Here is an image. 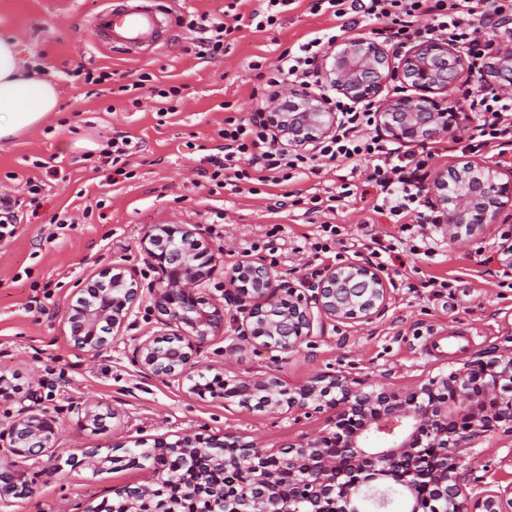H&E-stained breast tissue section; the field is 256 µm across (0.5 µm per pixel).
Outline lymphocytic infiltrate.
Returning <instances> with one entry per match:
<instances>
[{
  "label": "lymphocytic infiltrate",
  "instance_id": "f902f5d3",
  "mask_svg": "<svg viewBox=\"0 0 512 512\" xmlns=\"http://www.w3.org/2000/svg\"><path fill=\"white\" fill-rule=\"evenodd\" d=\"M316 13H330L337 21V33L371 27L376 38L396 48H404L421 33H434L461 47L472 72L483 77L493 46L503 33H512V0H312ZM178 26L194 31L191 47L196 58L220 61L228 47L234 26L219 18L191 14L178 17ZM337 33L325 32L306 42L284 49L272 71L263 74L261 95L249 118L228 117L219 135L224 143L218 154L207 156L208 179L212 191L245 183H283L301 174H315L321 168L343 164L351 173H363L360 183H342L338 192L324 196H295L284 191L276 207L286 203L306 205L308 212L335 211L359 189L372 190L370 210L402 223V237L371 235L366 248L378 267H386L401 257L435 252L430 234L441 216L427 199L425 180L429 162L442 149L441 141L430 142L415 153L401 151L393 142L370 132L375 112L355 108L343 100H331L343 124L336 135L326 138L314 153H291L279 148L264 120L268 93L290 77L302 84L318 82L317 60L325 45L334 43ZM469 109L478 118L475 134L467 150L512 147V93L492 86L471 95Z\"/></svg>",
  "mask_w": 512,
  "mask_h": 512
}]
</instances>
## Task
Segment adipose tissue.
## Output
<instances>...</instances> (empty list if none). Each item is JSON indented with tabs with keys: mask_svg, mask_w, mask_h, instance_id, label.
<instances>
[{
	"mask_svg": "<svg viewBox=\"0 0 512 512\" xmlns=\"http://www.w3.org/2000/svg\"><path fill=\"white\" fill-rule=\"evenodd\" d=\"M58 100L55 84L23 67L15 41L0 37V141L39 127Z\"/></svg>",
	"mask_w": 512,
	"mask_h": 512,
	"instance_id": "1",
	"label": "adipose tissue"
}]
</instances>
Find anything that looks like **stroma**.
Instances as JSON below:
<instances>
[{"label": "stroma", "mask_w": 512, "mask_h": 512, "mask_svg": "<svg viewBox=\"0 0 512 512\" xmlns=\"http://www.w3.org/2000/svg\"><path fill=\"white\" fill-rule=\"evenodd\" d=\"M309 3L298 0L271 30L242 27L223 59L212 64L185 52L191 34L179 27L131 53L108 48L96 24L105 0H0V36L13 38L22 61L46 60L48 79L59 90L55 114L0 143V195L26 199L30 178L50 185L38 217L23 216L14 238L0 241V374L14 379L13 392L0 397V419L34 394L56 427L50 452L27 462L32 495L4 512H85L112 486L142 483L147 470L125 466L96 472L81 463L90 448L123 455L132 437L149 448L162 436L173 441L183 433L206 437L231 430L270 449L327 430L323 413L295 419L284 410L228 406L221 396H200L178 383L143 377L134 364L139 337L166 332L148 308L133 310L129 327L109 352L91 356L74 345L64 316L88 279L121 265L140 287L158 286L159 272L142 248L154 224L185 225L201 247L215 253L217 269L206 291L224 307L225 335L199 344L197 359L227 380L271 373L288 388L316 375L343 373L408 389L424 376L461 368L489 345L512 343V270L501 254L512 244V208L506 207L480 235L455 242L443 237L435 255L412 257L420 273L449 279L440 295L401 288L403 269L390 266L383 271L391 284L388 308L372 322L315 326L312 337L288 354L259 345L235 348L231 334L238 309L225 302L224 293L240 261L271 264L279 283L304 289L323 268L353 260L352 246L365 227L381 235L399 233L398 224L371 214L357 199L333 213L275 211L267 198L279 193V186H264L257 195L225 189L212 194L198 175L203 158L220 143L225 118L251 116L258 83L254 63L271 69L282 50L334 26L329 14L312 13ZM81 66L111 68L117 92L75 81L71 72ZM144 72L152 74L154 85L181 87L176 112H158L152 99L120 92L125 79ZM116 131L139 141L140 150L129 158L132 178L112 185L97 170L96 153ZM474 131L471 124L458 131L447 150L431 160L430 175L472 161L490 162V150L462 151L461 140ZM39 158L60 161V176L34 168ZM61 211L75 224L56 238L49 219ZM324 222L345 229L338 257L317 258L305 246L306 236ZM274 224L282 230L268 236ZM456 331L471 338L465 351L428 355V338ZM75 402L113 411L107 430L82 429L70 409ZM466 466L469 477L483 485L512 483V460L505 450H487Z\"/></svg>", "instance_id": "obj_1"}]
</instances>
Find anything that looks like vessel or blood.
<instances>
[{"label":"vessel or blood","mask_w":512,"mask_h":512,"mask_svg":"<svg viewBox=\"0 0 512 512\" xmlns=\"http://www.w3.org/2000/svg\"><path fill=\"white\" fill-rule=\"evenodd\" d=\"M167 14L164 0H141L137 5L111 6L104 9L99 15L98 24L106 33L109 43L137 48L150 42L160 28L162 18ZM469 343V337L451 333L433 337L427 348L438 353L448 349L462 351Z\"/></svg>","instance_id":"b4317fda"}]
</instances>
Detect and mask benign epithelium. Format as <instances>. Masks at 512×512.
I'll use <instances>...</instances> for the list:
<instances>
[{"label": "benign epithelium", "mask_w": 512, "mask_h": 512, "mask_svg": "<svg viewBox=\"0 0 512 512\" xmlns=\"http://www.w3.org/2000/svg\"><path fill=\"white\" fill-rule=\"evenodd\" d=\"M469 70L466 56L444 39L413 44L389 55L370 39L349 37L322 56L318 74L326 88L360 104L375 107L379 130L403 144H419L451 136L471 117L441 102L460 76ZM490 74L500 88H512V44L497 48ZM392 80L406 83L414 93L381 96ZM264 119L277 139L311 152L333 134L338 114L327 97L303 85L291 93L288 106H275ZM501 169L487 163H466L442 171L431 188L434 208L444 215L442 229L448 239L471 236L497 219L512 202V174L500 182ZM191 230L181 224H155L142 239L144 251L157 262L161 285L149 289L153 310L162 324L172 328L167 348L151 336L137 346L140 372L164 381H191L203 369L196 360V344L224 335V307L203 292L213 274L214 253L208 249L186 254L168 243L187 238ZM311 292H297L276 283L264 264L247 260L233 270L227 296L237 304L235 340L260 341L281 353L298 348L312 337L314 319L363 325L388 308L390 288L378 268L350 261L320 272ZM65 323L75 345L97 356L119 340L135 304L142 298L135 279L123 268L108 282L87 281ZM228 401L242 407L288 415L329 412L333 430L304 437L276 450L255 440L224 432L207 438L184 434L169 442H155L153 481L112 489L130 499L132 512H141L166 479L162 460L169 452L184 459L203 447L224 446L232 451L227 462L254 472V482L243 488L224 489V501L203 512H361L363 487L407 471V492L412 512H512V484L495 490L467 487L463 463L480 454L478 446L494 437L512 440V345H494L476 354L463 367L431 376L410 390L352 385L342 374L320 375L284 388L272 375L242 382L228 381ZM32 404L21 405L0 429V506L25 498L30 485L17 457L24 459L47 450L56 433L54 423ZM72 411L85 429L106 428L108 415L77 403Z\"/></svg>", "instance_id": "obj_1"}]
</instances>
